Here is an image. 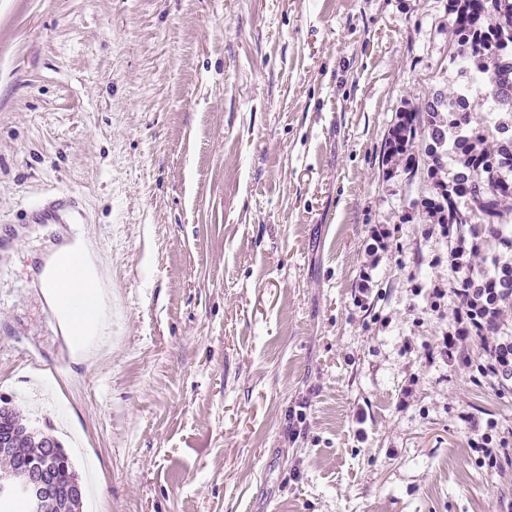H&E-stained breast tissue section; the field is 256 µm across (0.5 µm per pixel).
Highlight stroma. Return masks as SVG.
Returning <instances> with one entry per match:
<instances>
[{
	"instance_id": "obj_1",
	"label": "stroma",
	"mask_w": 512,
	"mask_h": 512,
	"mask_svg": "<svg viewBox=\"0 0 512 512\" xmlns=\"http://www.w3.org/2000/svg\"><path fill=\"white\" fill-rule=\"evenodd\" d=\"M449 46L448 0H0V397L79 440L88 512H512L460 418L512 439V390L426 359L448 240L382 160ZM82 239L87 361L40 278Z\"/></svg>"
}]
</instances>
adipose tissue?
<instances>
[{"mask_svg": "<svg viewBox=\"0 0 512 512\" xmlns=\"http://www.w3.org/2000/svg\"><path fill=\"white\" fill-rule=\"evenodd\" d=\"M43 288L60 317L62 330L81 358L90 355L86 340L102 336L109 329L107 315L110 291L106 286L87 287L85 277H99L96 259L67 246L47 266Z\"/></svg>", "mask_w": 512, "mask_h": 512, "instance_id": "ef3b65f1", "label": "adipose tissue"}]
</instances>
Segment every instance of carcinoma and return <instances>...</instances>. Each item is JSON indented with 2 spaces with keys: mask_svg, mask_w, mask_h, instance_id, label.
<instances>
[{
  "mask_svg": "<svg viewBox=\"0 0 512 512\" xmlns=\"http://www.w3.org/2000/svg\"><path fill=\"white\" fill-rule=\"evenodd\" d=\"M448 22L455 52L449 64L456 71L455 90L436 92L424 105L400 112L384 145L386 160L396 158L412 178L419 162L427 165L432 193L412 206L437 213L436 223L448 225V267L453 283L468 273L472 244L495 240L512 223V0H448ZM488 78L494 100L483 98V113L457 108V95L474 87L477 76ZM500 140L486 148L488 136ZM422 138V156L415 155ZM512 287V263L493 260L474 282L476 288ZM15 434L9 468L28 467L42 451L47 435L28 424L11 402L0 405V430ZM58 482L82 485L71 457L57 473Z\"/></svg>",
  "mask_w": 512,
  "mask_h": 512,
  "instance_id": "cac0c4a2",
  "label": "carcinoma"
}]
</instances>
